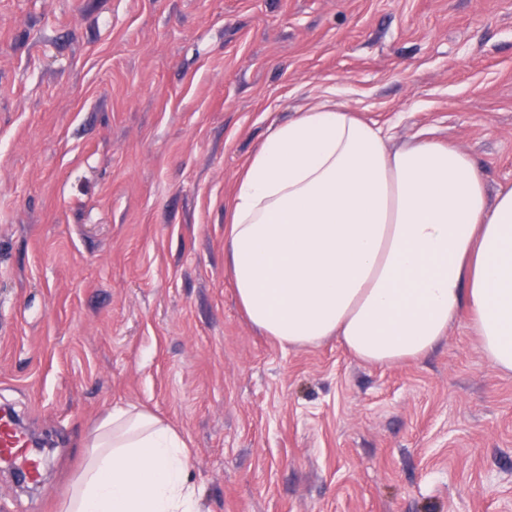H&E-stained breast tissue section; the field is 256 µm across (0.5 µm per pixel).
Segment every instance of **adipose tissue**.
I'll return each mask as SVG.
<instances>
[{"mask_svg":"<svg viewBox=\"0 0 512 512\" xmlns=\"http://www.w3.org/2000/svg\"><path fill=\"white\" fill-rule=\"evenodd\" d=\"M388 141L327 101L271 129L226 207L241 308L281 346L334 338L379 365L426 356L466 312L512 374V186L488 195L438 141ZM85 446L61 512H199L187 439L149 409L113 408Z\"/></svg>","mask_w":512,"mask_h":512,"instance_id":"ef3b65f1","label":"adipose tissue"}]
</instances>
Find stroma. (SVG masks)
I'll return each instance as SVG.
<instances>
[{"instance_id":"obj_1","label":"stroma","mask_w":512,"mask_h":512,"mask_svg":"<svg viewBox=\"0 0 512 512\" xmlns=\"http://www.w3.org/2000/svg\"><path fill=\"white\" fill-rule=\"evenodd\" d=\"M336 99L512 184V0H0V405L51 439L0 512H61L137 404L189 442L200 512H512V375L461 314L373 365L284 348L224 268L275 125Z\"/></svg>"}]
</instances>
